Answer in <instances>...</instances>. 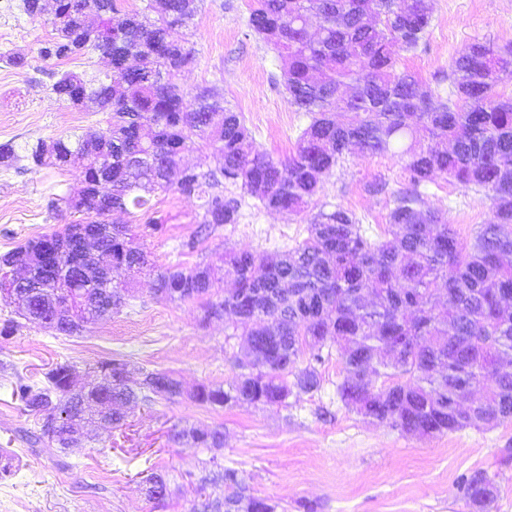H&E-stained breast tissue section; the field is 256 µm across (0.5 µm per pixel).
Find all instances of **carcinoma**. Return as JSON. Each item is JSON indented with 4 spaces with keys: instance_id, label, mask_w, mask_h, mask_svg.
Segmentation results:
<instances>
[{
    "instance_id": "cac0c4a2",
    "label": "carcinoma",
    "mask_w": 512,
    "mask_h": 512,
    "mask_svg": "<svg viewBox=\"0 0 512 512\" xmlns=\"http://www.w3.org/2000/svg\"><path fill=\"white\" fill-rule=\"evenodd\" d=\"M22 0L33 22L48 17L53 37L39 49L43 59H64L87 50L112 58V75L85 79L64 71L53 92L69 106L108 115L107 128L74 141L43 139L26 148V158L83 168L91 187L60 198L68 210L89 216L52 232L68 251L29 264L33 288L16 293L24 319L57 317L55 291L85 304L74 318L48 324L71 336L112 316L126 305L129 284L104 286L87 280L72 287L70 268L76 230L109 223L111 212L143 209L158 191L195 198L201 230L236 224L242 196L263 208L297 216L346 156L397 153L410 187L393 194L388 237L375 240L353 214L337 207L311 220L308 237L296 247L257 256L226 251L222 271L234 288L214 291L210 265L168 268L157 275L155 295L198 300L202 321L235 318L247 336L250 368L225 388L201 385L192 398L201 405L242 403L275 406L293 393L321 387L314 363L336 347L344 364L337 385L341 401L370 422L407 433L435 436L466 429L484 415L512 418V96L496 92L512 70V51L489 42L465 46L453 58L446 95L416 73L400 68L402 53L416 50L432 19L431 0H252L247 28L283 59L289 102L310 122L284 159L257 150L241 114L224 105L211 86L190 94L178 84L194 60L185 37L203 0H144L127 10L122 0ZM208 149L222 163L215 169L169 174L182 154ZM444 176L484 192L494 220L479 225L472 240L460 239L440 212L427 207L419 187ZM46 236L31 239L0 257V289L12 288L10 265L19 252L39 250ZM101 256L127 260L135 276L148 265L147 253L126 224L99 237ZM307 364L300 366L303 357ZM59 363L40 385L19 383L25 409L38 419L35 441L48 437L45 419L67 413L71 423L50 438L95 420L92 403L71 388ZM93 388L112 387V401L152 405L181 394V384L164 371L140 380L119 359L97 363ZM493 396L466 411L457 401L476 388ZM175 438L199 448H221L219 428L185 427ZM147 497L157 503L168 488L164 476L145 479ZM224 485V498L205 500L190 512H276L277 504L255 496L231 468L208 472L195 492ZM464 498L492 512L496 480L476 473L462 485Z\"/></svg>"
}]
</instances>
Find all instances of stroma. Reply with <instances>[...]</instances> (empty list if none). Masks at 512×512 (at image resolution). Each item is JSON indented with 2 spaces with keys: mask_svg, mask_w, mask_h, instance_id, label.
<instances>
[{
  "mask_svg": "<svg viewBox=\"0 0 512 512\" xmlns=\"http://www.w3.org/2000/svg\"><path fill=\"white\" fill-rule=\"evenodd\" d=\"M247 3L204 0L189 38L195 62L178 82L188 92L216 87L241 113L254 146L282 158L308 119L275 81L281 66L277 53L247 30ZM432 6L424 42L402 59L432 87L449 90L452 59L470 42L512 48V0H432ZM10 23L13 31L0 40V54L22 53L28 64L16 68L0 62V145L19 151L39 138H75L105 129V113L68 107L51 89L54 72L91 76L105 71L98 55L88 51L42 59L39 49L51 38V25L30 22L18 10ZM82 181L77 165L37 167L25 160L1 165L0 254L83 221V214L49 208L52 197L78 191ZM375 182L384 183V192H370ZM407 185L399 156L356 153L336 167L297 216L266 210L248 197L238 223L207 235L200 231L197 200L176 192L157 195L150 208L112 214V223L132 225L149 259L133 282L127 306L74 336L23 319L12 335H0V448L13 456L11 475H0V512H189L195 495L188 481L200 477L208 460L235 469L239 480L254 495L276 503L278 512H478L465 504L460 490L462 480L478 472L495 477L499 485L496 512H512V419L434 437L367 422L336 393L344 371L334 350L318 366L320 389L289 397L286 405L198 404L192 394L199 385L225 386L238 376L244 338L230 335L224 321H203L198 302L154 294L160 270L218 267L228 250L259 255L294 247L323 208H343L369 236L385 238L392 195ZM420 191L462 239L493 218L485 193L448 179L437 178ZM157 221L162 229L155 232L151 226ZM192 236L198 243L190 251L183 243ZM112 358L125 360L134 378L145 370L169 372L180 382L181 396L129 406L125 424L117 428L87 425L89 441L64 451L45 440L30 442L39 427L14 395L15 385L42 380L63 362L73 364L82 378L98 361ZM186 426L222 427L223 447L172 441L173 428ZM153 472L165 474L172 491L159 508L149 502L144 484Z\"/></svg>",
  "mask_w": 512,
  "mask_h": 512,
  "instance_id": "obj_1",
  "label": "stroma"
}]
</instances>
